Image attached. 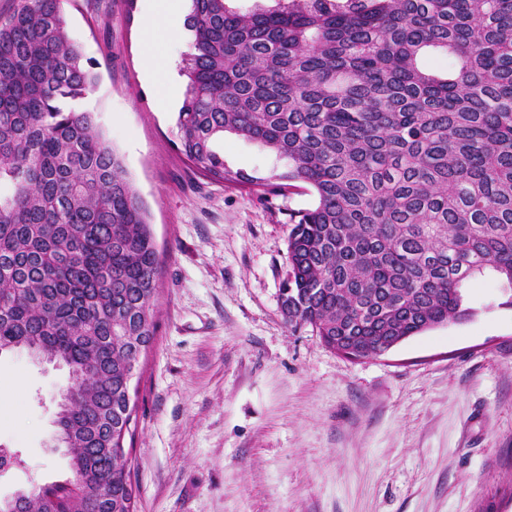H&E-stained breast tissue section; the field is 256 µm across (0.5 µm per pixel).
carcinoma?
I'll use <instances>...</instances> for the list:
<instances>
[{
  "mask_svg": "<svg viewBox=\"0 0 512 512\" xmlns=\"http://www.w3.org/2000/svg\"><path fill=\"white\" fill-rule=\"evenodd\" d=\"M66 0L0 16V354L68 368L58 431L73 478L14 512H136L126 371L155 336L158 253L146 210L92 113L99 74ZM191 0L178 150L220 183L303 188L283 316L328 347L382 352L469 319L467 282L512 306V0ZM430 52L457 61L441 75ZM284 162L232 171L225 134Z\"/></svg>",
  "mask_w": 512,
  "mask_h": 512,
  "instance_id": "cac0c4a2",
  "label": "carcinoma"
}]
</instances>
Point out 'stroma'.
<instances>
[{"label": "stroma", "instance_id": "35a3bbf8", "mask_svg": "<svg viewBox=\"0 0 512 512\" xmlns=\"http://www.w3.org/2000/svg\"><path fill=\"white\" fill-rule=\"evenodd\" d=\"M149 0H70L68 28L100 76L80 103L144 202L160 258L154 342L132 381L137 512H512V307L492 277L475 308L388 352L346 358L280 306L302 188L215 183L183 161L180 101L148 80L144 52L181 62L191 36ZM230 169L278 160L225 135ZM67 368L0 354V448L20 464L0 496L70 478L54 420Z\"/></svg>", "mask_w": 512, "mask_h": 512}]
</instances>
